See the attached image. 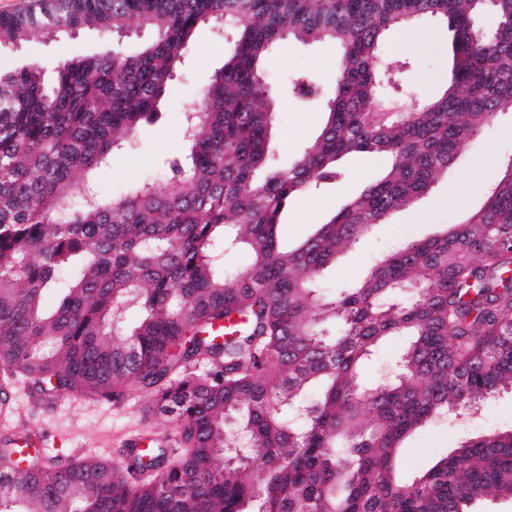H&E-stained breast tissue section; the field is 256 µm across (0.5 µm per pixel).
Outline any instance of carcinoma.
<instances>
[{
  "label": "carcinoma",
  "mask_w": 512,
  "mask_h": 512,
  "mask_svg": "<svg viewBox=\"0 0 512 512\" xmlns=\"http://www.w3.org/2000/svg\"><path fill=\"white\" fill-rule=\"evenodd\" d=\"M443 20L452 67L408 101L379 80L394 27ZM233 50L194 106L188 154L119 200L93 172L155 121L197 27ZM154 31L133 51L0 73V368L114 402L127 386L174 417L180 448L115 465L100 455L21 466L0 448V512H475L512 499V432L464 439L423 475H395L402 439L512 389V156L483 204L377 260L332 294L321 276L373 224L428 192L498 115L512 112V0H49L0 17V50L83 30ZM340 51L325 122L286 168L269 157L279 41ZM376 178L294 247L278 237L295 196L334 183L353 157ZM250 263L227 276L222 252ZM407 336L392 379L360 369ZM200 362L206 372L187 365ZM313 390L315 398L305 394Z\"/></svg>",
  "instance_id": "carcinoma-1"
}]
</instances>
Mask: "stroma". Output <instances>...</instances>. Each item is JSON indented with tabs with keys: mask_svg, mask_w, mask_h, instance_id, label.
<instances>
[{
	"mask_svg": "<svg viewBox=\"0 0 512 512\" xmlns=\"http://www.w3.org/2000/svg\"><path fill=\"white\" fill-rule=\"evenodd\" d=\"M112 44V39L92 31L72 37L48 36L21 51L1 54L0 71L34 63L50 79L61 61L99 54L111 49ZM232 48V37L222 26L210 23L197 29L183 66L167 85L160 102V117L138 128L135 151L115 154L111 164L95 171L94 178L102 193L119 195L124 186L143 178L153 179L158 188L166 187L164 161L187 151L183 114L210 84ZM383 56L389 62H402V69L395 75L402 88L419 97L436 95L448 80L447 29L433 17L396 27L384 39ZM338 58L335 46L321 43L300 45L282 41L270 51L265 77L277 90L278 103L269 149L281 166H288L297 157L303 142L316 137L325 120L320 107L304 105L288 91L289 79L296 73L307 72L325 88H333ZM510 155L512 112L501 115L477 136L467 155L429 193L396 212L388 223L373 225L355 250L342 255L324 272V289L330 291L356 283L382 254L459 222L462 211L449 206V195L463 193L466 206H480L498 180L501 160ZM382 167V159L376 157L356 159L346 177L336 185L291 199L279 226L281 242L292 246L312 234L327 213L375 177ZM127 394V404L116 406L49 389L33 394L17 383L9 392L14 413L0 419V435L14 434L26 427L36 435L35 447L47 455L69 458L97 453L116 463L122 461L129 439L151 437L157 444L167 445L175 427L156 409L153 397L134 386ZM491 431H512L510 390L489 398L477 417L438 418L409 434L400 443L397 474L402 480H412L456 448L461 436L475 437Z\"/></svg>",
	"mask_w": 512,
	"mask_h": 512,
	"instance_id": "obj_1",
	"label": "stroma"
}]
</instances>
